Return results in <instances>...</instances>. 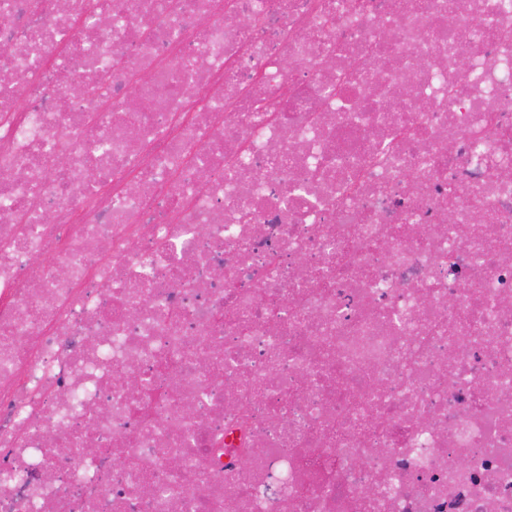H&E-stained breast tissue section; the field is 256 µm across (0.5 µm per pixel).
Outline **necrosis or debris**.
Instances as JSON below:
<instances>
[{"label": "necrosis or debris", "instance_id": "necrosis-or-debris-1", "mask_svg": "<svg viewBox=\"0 0 512 512\" xmlns=\"http://www.w3.org/2000/svg\"><path fill=\"white\" fill-rule=\"evenodd\" d=\"M98 2L0 0V512H512V0Z\"/></svg>", "mask_w": 512, "mask_h": 512}]
</instances>
